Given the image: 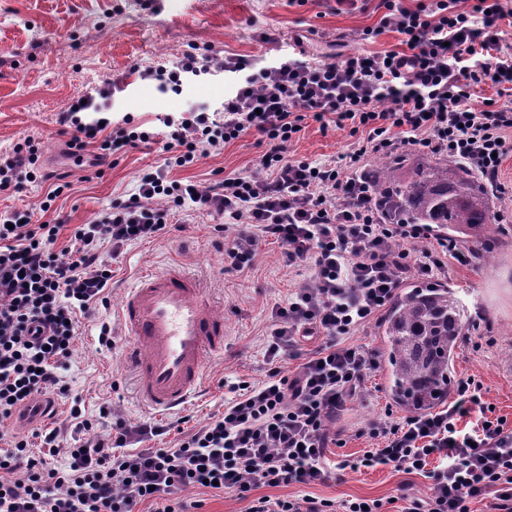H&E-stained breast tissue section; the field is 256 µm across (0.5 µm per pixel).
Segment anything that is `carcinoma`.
<instances>
[{"label":"carcinoma","instance_id":"1","mask_svg":"<svg viewBox=\"0 0 512 512\" xmlns=\"http://www.w3.org/2000/svg\"><path fill=\"white\" fill-rule=\"evenodd\" d=\"M371 192L388 224H429L439 235L488 233L494 216L481 177L466 163L438 155L411 171L405 161L372 171ZM469 328L460 299L439 283L409 284L381 325L387 391L410 415L435 409L446 397L459 337Z\"/></svg>","mask_w":512,"mask_h":512}]
</instances>
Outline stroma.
Listing matches in <instances>:
<instances>
[{"label":"stroma","mask_w":512,"mask_h":512,"mask_svg":"<svg viewBox=\"0 0 512 512\" xmlns=\"http://www.w3.org/2000/svg\"><path fill=\"white\" fill-rule=\"evenodd\" d=\"M379 0H0V151L30 136L39 142L47 171L68 176L72 189L57 199L54 210L35 212V223L63 219L61 239L94 220L113 198L134 190L140 173L162 164L156 150H133L105 168L101 177L87 179L85 167L54 163L64 148L58 114L72 99L106 80H118L110 108L113 124L133 117L144 127L156 126L158 116L173 115L189 105L214 110L235 87L234 74L215 71L184 79L181 93L160 92L141 80L139 69L175 62L191 46L210 49L215 62L242 55L271 65L290 54L310 62L359 52L397 49L399 36L380 29ZM375 29L364 37L366 29ZM280 34L267 44L269 30ZM354 141L349 128L306 127L287 147L289 157L316 162L337 160ZM263 153L252 136L226 145L223 153L202 158L189 168L172 170L173 178L208 182L214 173L258 170ZM495 233L491 245L473 242L466 262L449 260L437 280L462 300L472 315L470 339L461 341L453 361L455 377L472 375L483 383L487 401L512 418V196L491 194ZM235 227L218 234L199 220L184 223L172 239L129 246L114 258L109 304L87 323L62 372L71 397L86 417L98 419L103 404L129 420L150 418L136 401L123 363L125 336L114 347L99 344L101 323L117 324V309L126 288L139 273L178 262L203 276L206 290L226 321L223 359L210 362L204 395L181 409L190 424L207 421L234 397L239 384L262 381L266 362V332L275 304L284 303L303 279L284 264L279 244L263 242L255 264L245 272L230 270L220 237H233ZM392 403L385 390V370L377 368L348 403L337 428L346 442L342 452L360 456L372 446L358 430L383 416ZM425 495L430 481L388 467L358 472L335 471L315 495L339 501L352 497L387 498L401 485Z\"/></svg>","instance_id":"35a3bbf8"}]
</instances>
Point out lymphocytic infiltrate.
I'll return each mask as SVG.
<instances>
[{"mask_svg":"<svg viewBox=\"0 0 512 512\" xmlns=\"http://www.w3.org/2000/svg\"><path fill=\"white\" fill-rule=\"evenodd\" d=\"M383 25L400 37L397 51L364 52L316 64L280 59L259 67L242 56L225 59L239 75L235 93L216 110L191 108L160 117V130L127 124L105 129L111 84L85 92L57 122L76 159L93 154V168L142 147L159 146L161 165L146 169L134 192L114 198L90 223L59 244L60 224H36L29 207L0 211V512H189L183 493L206 489L248 501L247 512H389L384 498L336 501L309 494L327 482L331 467L359 471L390 465L431 481L425 497L402 493L399 512H471L490 501L512 512V420L491 409L483 384L459 379L438 411L393 418L384 414L367 430L380 447L331 464L330 446H343L332 426L367 372L373 355L342 340L393 301L408 274L438 275L448 259H462L456 240L434 236L427 224L382 223L367 185L365 160L405 148L445 153L468 163L494 191L502 159L512 151V105L471 103L485 83L512 95V56L499 55L500 0H473L469 9L432 0L412 9L381 0ZM209 53L185 52L171 66L140 70L160 90L179 91L184 78L209 73ZM351 126L358 135L343 164L291 159L290 141L305 120ZM265 152L248 175L230 173L207 183L172 178L177 168L223 151L244 135ZM50 183L41 211L71 184L45 171L41 148L27 137L0 155V192ZM213 219L214 232L233 224L224 253L232 270L251 268L262 241L284 249L286 266L304 282L275 305L267 334L270 369L246 384L202 425L178 428L172 445L150 447L169 428L151 420L113 416L98 431L80 405L66 423L28 437L11 432L15 415L55 403L69 389L61 371L84 322L106 304L114 272L111 257L139 242L164 239L185 211ZM319 336L297 372L280 362L302 339ZM39 438L50 454L67 453L57 469L34 454ZM438 459L430 467V459ZM303 487L297 496H256V489Z\"/></svg>","mask_w":512,"mask_h":512,"instance_id":"f902f5d3","label":"lymphocytic infiltrate"}]
</instances>
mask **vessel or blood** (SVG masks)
<instances>
[{
  "label": "vessel or blood",
  "instance_id": "obj_1",
  "mask_svg": "<svg viewBox=\"0 0 512 512\" xmlns=\"http://www.w3.org/2000/svg\"><path fill=\"white\" fill-rule=\"evenodd\" d=\"M138 401L168 413L201 391L207 359L223 356L224 317L182 265L141 274L118 308Z\"/></svg>",
  "mask_w": 512,
  "mask_h": 512
}]
</instances>
